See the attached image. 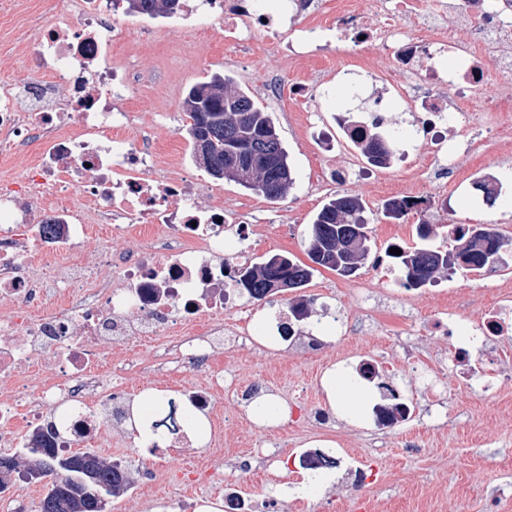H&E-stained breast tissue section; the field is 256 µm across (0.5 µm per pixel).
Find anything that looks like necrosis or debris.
Wrapping results in <instances>:
<instances>
[{
	"label": "necrosis or debris",
	"instance_id": "necrosis-or-debris-1",
	"mask_svg": "<svg viewBox=\"0 0 512 512\" xmlns=\"http://www.w3.org/2000/svg\"><path fill=\"white\" fill-rule=\"evenodd\" d=\"M338 21L390 52L399 79L424 98L438 121L456 108L441 94L443 68L426 65L422 45L459 58L455 79L494 71L512 81V0H493L498 25L449 44L442 22L458 0H336ZM309 17L303 42L322 31V0H200L231 34L256 40L288 11ZM378 23L366 26L365 15ZM142 27L116 26L106 0H69L34 41L23 87L0 84V160L29 152L30 166L0 185V447L98 446L120 422L126 383L112 381V352L170 336L163 358L173 377L209 381L185 389L187 404L210 415L222 390L227 265L250 237L243 218L224 221V202L200 207L207 186L189 176L152 172L156 145L143 136L116 141L129 112L113 97L137 73L121 58L126 44L150 40ZM108 244L95 246L94 229ZM127 241L112 249L111 240Z\"/></svg>",
	"mask_w": 512,
	"mask_h": 512
}]
</instances>
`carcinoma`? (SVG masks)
I'll return each mask as SVG.
<instances>
[{"instance_id":"1","label":"carcinoma","mask_w":512,"mask_h":512,"mask_svg":"<svg viewBox=\"0 0 512 512\" xmlns=\"http://www.w3.org/2000/svg\"><path fill=\"white\" fill-rule=\"evenodd\" d=\"M127 13L150 18L172 17L181 7L180 0H126ZM184 109L190 119L187 129L192 155L216 179L224 172H240L231 181L271 201L288 196L293 187L289 166L275 122L265 107L241 90L233 77L214 73L207 80L191 85L184 97ZM371 163L387 165L395 157L398 144L381 132L373 120L367 133L353 141ZM417 202L407 197L385 204L388 217L401 219ZM365 204L351 193H338L315 215L308 231V254L312 265L299 264L286 255L275 254L260 263L240 269L234 278L249 298L261 301L271 295L270 286L289 282V289L305 286L315 267L349 277L356 274L350 263L363 266L370 254L369 228ZM422 244L402 249L399 261L404 288H420L434 281L439 273L455 266L479 272L490 259L512 246L492 224H462L455 230V260L448 252L426 241L432 227L423 221L417 225ZM24 473L27 479L46 481L47 492L40 501V512H106L112 499L123 494L131 483L127 471L112 469V462L87 452L64 455L55 448L38 443L24 456L0 454V488L12 476Z\"/></svg>"}]
</instances>
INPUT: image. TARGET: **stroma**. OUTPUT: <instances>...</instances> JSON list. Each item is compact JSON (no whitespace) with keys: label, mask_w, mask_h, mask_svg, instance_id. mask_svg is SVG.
<instances>
[{"label":"stroma","mask_w":512,"mask_h":512,"mask_svg":"<svg viewBox=\"0 0 512 512\" xmlns=\"http://www.w3.org/2000/svg\"><path fill=\"white\" fill-rule=\"evenodd\" d=\"M15 17L0 18V82H21L30 76L26 50L67 0H15ZM123 28L149 24L154 36L133 51L132 68L149 74L148 82L133 91L132 132L145 133L158 147L178 154L186 174L208 183L223 198L228 214L244 208L253 232L243 247L250 261L272 254L308 260V226L329 198L352 192L365 202L371 228V252L376 263H365L350 287L348 278L318 269L301 293L275 294L245 307L258 323L292 304L307 301L309 318L302 331L319 339L308 352L305 340L271 351L258 343L228 336L224 339V392L213 407L224 424L223 454L205 446L157 452L140 446L127 430L103 432L112 448L123 453L133 483H141L158 463L177 468L207 464L211 476L193 488L196 505L224 512V492L234 487L246 493L255 512H512V363L498 362L492 353L477 356V366L496 371L499 390L493 400L470 391L453 364V341L434 323L445 311L476 322L493 290L512 295V252L502 263L480 273L457 270L439 274L435 283L406 293L398 271L386 255L390 245L417 244L415 227L425 220L433 226L431 242L440 249L453 246L455 224H492L512 238V143L495 138L491 127L463 111L455 125L449 172L438 175L430 162L422 131L428 115L418 104L403 101L386 85L392 59L372 46L337 39L326 30L319 46L298 59L281 55L280 37L261 36L247 49L226 38L222 26L198 17V29H181L178 17L149 20L119 15ZM373 80H365V71ZM233 76L272 113L288 151L295 183L279 202L232 182L213 179L190 156L183 108L186 89L206 76ZM365 80L361 98L343 99L336 113L322 97L298 100L290 91L297 85L335 87L337 82ZM281 87L279 97L265 91L269 82ZM382 100L386 124L414 130L399 146L394 161L382 174L359 171L352 161L356 149L342 140L344 122H370L371 107ZM491 179L500 200L487 205L476 188L478 176ZM430 185L431 209L426 215L409 213L399 221L386 219L385 201L402 193L417 195ZM336 310L352 324L350 336L326 339L318 325L326 312ZM378 369L369 384L370 401L390 405L398 399L414 405L410 421L390 431L377 430L370 410L354 420L335 414L326 402L322 377L335 366L355 369L362 360ZM443 379L442 394L429 393L422 374ZM253 385L282 400L287 414L265 429L248 417L247 404L237 388ZM331 448L334 469L323 471L318 487L308 486L300 466L303 452ZM184 489L177 482L161 484L151 496L123 494L112 501V512H177Z\"/></svg>","instance_id":"obj_1"}]
</instances>
